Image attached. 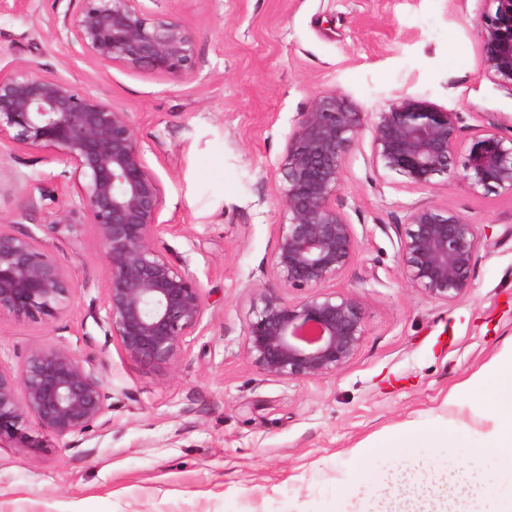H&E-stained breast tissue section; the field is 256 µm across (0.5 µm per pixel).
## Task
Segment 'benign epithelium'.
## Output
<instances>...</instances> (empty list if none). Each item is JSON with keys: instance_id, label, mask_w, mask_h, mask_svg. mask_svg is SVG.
<instances>
[{"instance_id": "1", "label": "benign epithelium", "mask_w": 512, "mask_h": 512, "mask_svg": "<svg viewBox=\"0 0 512 512\" xmlns=\"http://www.w3.org/2000/svg\"><path fill=\"white\" fill-rule=\"evenodd\" d=\"M55 29L77 42L94 65L144 66L184 78L194 72L196 49L186 27L150 15L142 0H79ZM484 72L512 88V0H483ZM463 117L420 97L401 94L372 115V162L426 190L444 176L473 194L512 196V136L495 124L473 140L462 170L454 157ZM367 115L334 90L301 113L274 171L288 223L278 227L268 265L290 300L261 294L244 326L251 362L266 375L315 380L347 366L364 336V312L351 293L331 291L353 261L359 242L336 192L345 157ZM50 150L83 179L78 201L49 216L56 232L78 218L95 229L106 262L105 312L110 336L131 360L156 369L173 367L186 338L202 320L201 285L154 243L163 206L162 187L147 167L127 113L76 90L62 77L27 67L0 73V140ZM405 280L430 299L455 302L472 286L480 246L477 225L427 202L395 226ZM73 290L68 270L30 234L0 224V314L18 319L56 317ZM111 396L79 354L54 345L30 352L18 370L0 365V445L41 448L97 424L106 426ZM36 419L40 435L28 432Z\"/></svg>"}]
</instances>
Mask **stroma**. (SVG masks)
Here are the masks:
<instances>
[{
	"label": "stroma",
	"mask_w": 512,
	"mask_h": 512,
	"mask_svg": "<svg viewBox=\"0 0 512 512\" xmlns=\"http://www.w3.org/2000/svg\"><path fill=\"white\" fill-rule=\"evenodd\" d=\"M78 5L0 4V71L28 65L127 112L162 185L155 244L201 284L205 312L174 367L127 358L106 334V262L92 226L61 236L48 222L76 200L77 179L49 152L0 145V220L33 234L76 283L53 319L0 317V365L62 346L90 359L112 396L108 428L0 447V512H357L353 448L447 416L449 391L512 343V196L380 177L364 127L336 195L359 250L332 287L360 298L365 335L336 373L288 381L263 374L243 336L258 290L281 289L267 270L287 221L273 169L300 114L329 90L369 114L399 93L461 113L462 157L488 121L512 135V89L482 67V0H143L192 34L196 68L183 79L93 67L54 36ZM418 202L479 227L472 287L456 302L403 277L395 227ZM406 461L444 465L448 451L417 439L371 466Z\"/></svg>",
	"instance_id": "obj_1"
}]
</instances>
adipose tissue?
<instances>
[{"label":"adipose tissue","mask_w":512,"mask_h":512,"mask_svg":"<svg viewBox=\"0 0 512 512\" xmlns=\"http://www.w3.org/2000/svg\"><path fill=\"white\" fill-rule=\"evenodd\" d=\"M447 402L461 411H480L484 423L474 430L435 420L424 429L405 425L382 434L353 455L365 460L383 448H401L415 437L448 451L447 466L408 464L390 473L363 471L366 498L361 512H512V347L503 349L449 392ZM499 468L484 474L485 455Z\"/></svg>","instance_id":"obj_1"}]
</instances>
